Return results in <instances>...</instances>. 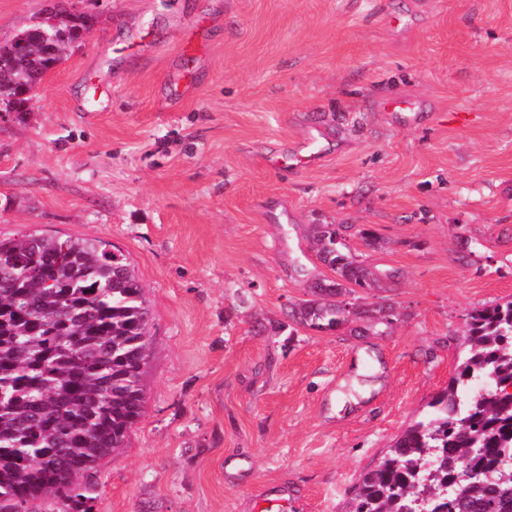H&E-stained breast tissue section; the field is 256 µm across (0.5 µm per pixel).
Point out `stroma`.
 Segmentation results:
<instances>
[{
    "mask_svg": "<svg viewBox=\"0 0 512 512\" xmlns=\"http://www.w3.org/2000/svg\"><path fill=\"white\" fill-rule=\"evenodd\" d=\"M50 0H0V41ZM0 117V235L100 238L151 311L145 407L93 512H346L512 301V0H90ZM415 102L388 112L389 101ZM318 133L308 169L266 158ZM330 224L391 322L293 310Z\"/></svg>",
    "mask_w": 512,
    "mask_h": 512,
    "instance_id": "stroma-1",
    "label": "stroma"
}]
</instances>
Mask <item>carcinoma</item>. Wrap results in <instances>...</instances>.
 <instances>
[{
  "instance_id": "1",
  "label": "carcinoma",
  "mask_w": 512,
  "mask_h": 512,
  "mask_svg": "<svg viewBox=\"0 0 512 512\" xmlns=\"http://www.w3.org/2000/svg\"><path fill=\"white\" fill-rule=\"evenodd\" d=\"M81 18L28 65L0 70V98L30 71L62 61ZM321 260L341 280L314 287L302 323L348 321L334 297L364 287L366 269L319 226ZM150 308L127 258L100 238L0 237V512L40 494L92 512L98 462L142 416ZM467 346L448 392L363 474L348 512H512V301L468 316ZM488 387L476 384L488 373Z\"/></svg>"
}]
</instances>
